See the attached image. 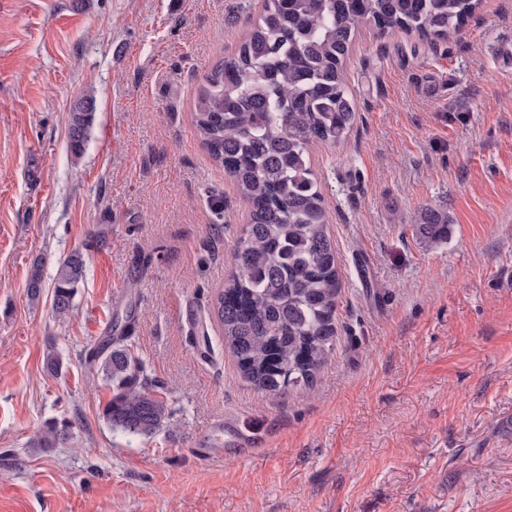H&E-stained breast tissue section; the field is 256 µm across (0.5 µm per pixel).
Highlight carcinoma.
I'll list each match as a JSON object with an SVG mask.
<instances>
[{"label":"carcinoma","instance_id":"1","mask_svg":"<svg viewBox=\"0 0 512 512\" xmlns=\"http://www.w3.org/2000/svg\"><path fill=\"white\" fill-rule=\"evenodd\" d=\"M480 0H265L264 11L234 58L213 66L194 104L199 137L249 206L235 259L237 273L216 300L224 348L243 380L281 397L310 388L335 352L341 292L329 214L310 168L317 141L337 142L356 112L344 63L362 26L399 30L426 40L459 31ZM94 103L71 108L69 140L84 150ZM429 243L448 238V217L428 209L415 227ZM83 255L61 259L53 277L52 308L63 319L85 277ZM94 367L112 390L104 418L129 437H150L172 417L158 386L131 348L111 343ZM67 428L42 436L52 448Z\"/></svg>","mask_w":512,"mask_h":512}]
</instances>
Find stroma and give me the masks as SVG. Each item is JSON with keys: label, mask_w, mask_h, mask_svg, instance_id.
<instances>
[{"label": "stroma", "mask_w": 512, "mask_h": 512, "mask_svg": "<svg viewBox=\"0 0 512 512\" xmlns=\"http://www.w3.org/2000/svg\"><path fill=\"white\" fill-rule=\"evenodd\" d=\"M262 12L0 0V512H512V0H482L441 41L357 36L356 121L310 149L341 275L336 352L282 397L224 349L215 303L248 208L194 122L204 75ZM427 208L448 216L442 243L414 233ZM75 250L85 278L58 319L53 276ZM112 336L161 384L168 429L107 424L88 354ZM220 416L258 442L199 457ZM52 422L69 438L40 447ZM94 119V103L88 97L76 102L69 116V140L74 154H81L89 139Z\"/></svg>", "instance_id": "stroma-1"}]
</instances>
